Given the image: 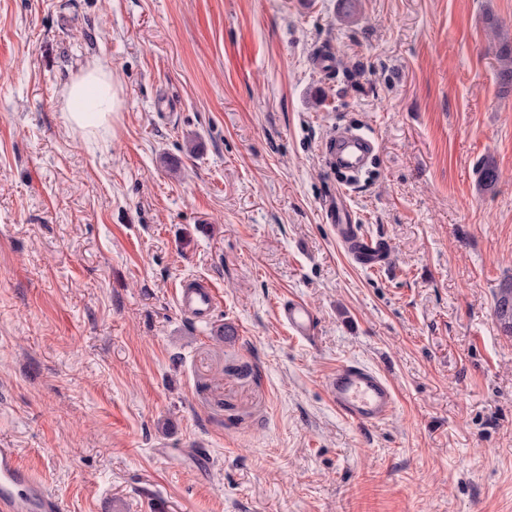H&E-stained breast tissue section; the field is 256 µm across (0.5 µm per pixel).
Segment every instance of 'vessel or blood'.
Returning a JSON list of instances; mask_svg holds the SVG:
<instances>
[{
	"instance_id": "vessel-or-blood-1",
	"label": "vessel or blood",
	"mask_w": 512,
	"mask_h": 512,
	"mask_svg": "<svg viewBox=\"0 0 512 512\" xmlns=\"http://www.w3.org/2000/svg\"><path fill=\"white\" fill-rule=\"evenodd\" d=\"M372 148V142L357 133L336 136L328 145L336 165L354 174L364 166ZM336 218V237L349 255L364 267H380L385 261L382 241L365 235L359 225L345 223L344 213H337ZM176 302L181 312L203 322L213 310L216 296L208 283L188 280L182 283ZM278 311L292 336H314L317 317L309 304L292 299L281 303ZM325 389L338 412L362 425L379 424L396 408V396L389 382L377 371L357 363L337 368L326 379ZM0 512H62L58 494L23 463L16 448L0 447Z\"/></svg>"
}]
</instances>
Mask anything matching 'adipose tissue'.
<instances>
[{"instance_id":"1","label":"adipose tissue","mask_w":512,"mask_h":512,"mask_svg":"<svg viewBox=\"0 0 512 512\" xmlns=\"http://www.w3.org/2000/svg\"><path fill=\"white\" fill-rule=\"evenodd\" d=\"M59 107L68 128L81 136L110 129L120 108L119 85L109 65L92 61L64 88Z\"/></svg>"}]
</instances>
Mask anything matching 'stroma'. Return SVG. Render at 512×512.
Masks as SVG:
<instances>
[{
	"instance_id": "1",
	"label": "stroma",
	"mask_w": 512,
	"mask_h": 512,
	"mask_svg": "<svg viewBox=\"0 0 512 512\" xmlns=\"http://www.w3.org/2000/svg\"><path fill=\"white\" fill-rule=\"evenodd\" d=\"M505 37L512 0H0V446L66 512H512ZM93 60L121 108L85 140L58 98ZM340 126L374 142L351 181ZM341 190L383 268L337 242ZM353 362L381 424L325 390ZM509 287V288H508ZM494 314L500 327L512 333V279L501 284L496 295ZM176 302L181 312L205 322L215 307L216 296L208 283L188 280L181 284ZM280 319L288 326L292 336L308 339L314 336L317 317L312 307L304 301L289 300L278 307ZM327 394L346 418L362 425H377L396 408L389 382L377 371L352 363L336 369L325 381Z\"/></svg>"
}]
</instances>
